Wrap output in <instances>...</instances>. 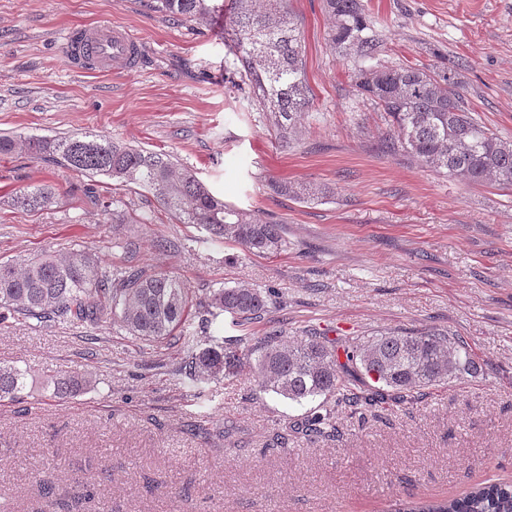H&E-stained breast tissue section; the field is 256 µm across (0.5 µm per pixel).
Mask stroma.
I'll return each mask as SVG.
<instances>
[{
    "label": "stroma",
    "instance_id": "obj_1",
    "mask_svg": "<svg viewBox=\"0 0 512 512\" xmlns=\"http://www.w3.org/2000/svg\"><path fill=\"white\" fill-rule=\"evenodd\" d=\"M362 3L379 43L370 59L329 44L324 0H288L311 97L298 142L282 147L226 78L221 22L178 24L142 0H0V134L95 132L167 153L288 240L264 256L208 241L194 224H105L93 197L139 214L158 205L17 152L0 155V196L50 182L57 202L31 214L0 206V263L78 245L108 264L177 276L197 299L222 284L270 291L260 319L224 314L199 329L204 345L308 326L355 337L438 327L470 346L480 374L411 407L339 409L333 435L306 437L292 427L315 402L256 391L250 370L195 385L178 371L179 345L146 344L109 322L10 319L0 362L24 370L27 386L0 402V512H43L45 484L71 495L93 485L81 512H374L512 480V189L381 151L392 131L352 81L370 67L454 70L470 111L512 142V0ZM103 23L142 38L137 70L68 63L67 30ZM274 179L335 194L297 201L273 193ZM56 373L94 386L53 398L45 384ZM277 433L285 450L271 446Z\"/></svg>",
    "mask_w": 512,
    "mask_h": 512
}]
</instances>
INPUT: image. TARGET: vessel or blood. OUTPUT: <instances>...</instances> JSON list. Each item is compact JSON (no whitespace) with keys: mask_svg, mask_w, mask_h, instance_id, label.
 <instances>
[{"mask_svg":"<svg viewBox=\"0 0 512 512\" xmlns=\"http://www.w3.org/2000/svg\"><path fill=\"white\" fill-rule=\"evenodd\" d=\"M70 61L100 73L131 72L138 68L141 40L125 27L77 25L66 35Z\"/></svg>","mask_w":512,"mask_h":512,"instance_id":"vessel-or-blood-1","label":"vessel or blood"}]
</instances>
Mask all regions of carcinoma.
I'll return each instance as SVG.
<instances>
[{
    "mask_svg": "<svg viewBox=\"0 0 512 512\" xmlns=\"http://www.w3.org/2000/svg\"><path fill=\"white\" fill-rule=\"evenodd\" d=\"M331 19L327 40L336 49L364 58L377 53L370 21L360 0H325ZM150 6L181 24L224 21L230 70L240 75L247 98L262 111L268 131L281 143L297 136L310 104L304 46L288 0H151ZM356 87L385 112L396 136L389 149H402L426 168L479 183L491 179L512 189V144L500 140L464 105L456 74L416 66L360 69ZM24 151L51 165L101 176L145 189L177 224H196L213 242H233L247 251L277 255L288 249L282 226L261 215L224 203L188 168L162 153L148 152L84 132L66 137L0 136V154ZM274 192L302 202L323 199L328 187L280 181ZM56 203V189L41 184L20 189L8 204L35 213ZM101 215L114 224H150L132 215L120 198L101 203ZM207 326L223 313L242 322L264 312L259 288H213L193 304L190 288L163 271L109 266L74 250L65 257L41 256L0 263V321L10 317L39 323L57 320L96 327L109 319L130 335L152 343L177 337L179 371L194 383L233 378L247 366L262 392L301 403L321 399L319 410L297 424L307 436L336 431V408L375 409L414 405L425 390L473 377L480 363L464 343L437 328L380 331L362 340L308 332L293 343L279 334L233 344L201 347L190 317ZM345 362H340V356ZM52 395L69 398L92 386L86 377L54 376ZM25 372L0 362V400L17 398ZM393 512H512V483L489 480L442 500L400 501Z\"/></svg>",
    "mask_w": 512,
    "mask_h": 512,
    "instance_id": "1",
    "label": "carcinoma"
}]
</instances>
